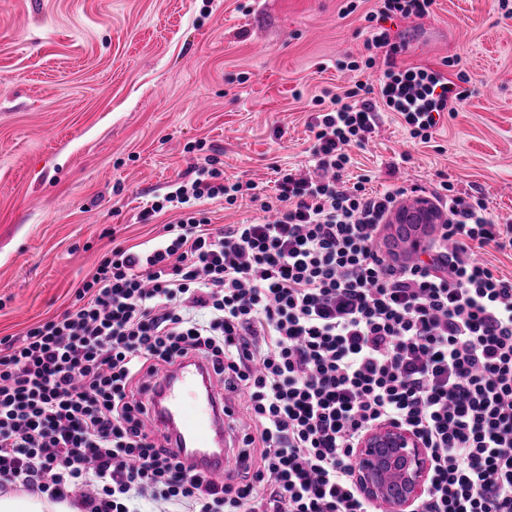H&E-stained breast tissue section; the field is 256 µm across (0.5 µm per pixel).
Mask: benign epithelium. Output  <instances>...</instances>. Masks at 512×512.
I'll list each match as a JSON object with an SVG mask.
<instances>
[{
    "instance_id": "obj_1",
    "label": "benign epithelium",
    "mask_w": 512,
    "mask_h": 512,
    "mask_svg": "<svg viewBox=\"0 0 512 512\" xmlns=\"http://www.w3.org/2000/svg\"><path fill=\"white\" fill-rule=\"evenodd\" d=\"M433 222L425 207L413 214L406 207L397 210L396 239L415 245L410 234L421 227L420 220ZM357 477L363 492L372 499L386 500L388 512H409L426 488L430 461L418 439L409 431L385 424L366 433L356 451Z\"/></svg>"
}]
</instances>
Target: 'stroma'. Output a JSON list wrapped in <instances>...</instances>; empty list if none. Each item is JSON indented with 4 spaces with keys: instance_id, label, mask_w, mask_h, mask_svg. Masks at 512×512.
I'll return each mask as SVG.
<instances>
[{
    "instance_id": "stroma-1",
    "label": "stroma",
    "mask_w": 512,
    "mask_h": 512,
    "mask_svg": "<svg viewBox=\"0 0 512 512\" xmlns=\"http://www.w3.org/2000/svg\"><path fill=\"white\" fill-rule=\"evenodd\" d=\"M0 0V338L61 315L113 244L156 237L139 213L216 155L229 181L273 192L306 168L323 90L358 73L382 0ZM400 66L457 62L469 97L429 142L380 112L351 145L369 190L451 183L512 225V0H435Z\"/></svg>"
}]
</instances>
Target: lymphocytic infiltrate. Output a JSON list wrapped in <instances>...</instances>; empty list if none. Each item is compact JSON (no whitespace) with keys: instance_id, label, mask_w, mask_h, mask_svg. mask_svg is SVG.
Returning a JSON list of instances; mask_svg holds the SVG:
<instances>
[{"instance_id":"f902f5d3","label":"lymphocytic infiltrate","mask_w":512,"mask_h":512,"mask_svg":"<svg viewBox=\"0 0 512 512\" xmlns=\"http://www.w3.org/2000/svg\"><path fill=\"white\" fill-rule=\"evenodd\" d=\"M432 3L367 14L371 38L346 67L380 57L381 76L331 94L309 124L313 173L277 169L275 197L250 196L259 217L211 229L204 205L235 204L243 185L205 156L142 210L174 213L161 235L113 246L72 309L0 339V492L79 512L146 497L175 512H374L356 449L390 423L430 459L413 512H512V277L475 257L504 248V227L449 186L434 196L439 236L399 258L377 237L407 188L342 179L378 103L427 142L466 100V73L401 69L408 40L381 25ZM190 356L244 398L243 465L221 486L146 425L151 379Z\"/></svg>"}]
</instances>
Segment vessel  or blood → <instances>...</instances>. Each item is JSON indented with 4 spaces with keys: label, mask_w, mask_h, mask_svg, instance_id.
<instances>
[{
    "label": "vessel or blood",
    "mask_w": 512,
    "mask_h": 512,
    "mask_svg": "<svg viewBox=\"0 0 512 512\" xmlns=\"http://www.w3.org/2000/svg\"><path fill=\"white\" fill-rule=\"evenodd\" d=\"M148 428L167 427L174 447L196 470L221 482L238 461L225 448V418L204 361L189 357L158 378V395Z\"/></svg>",
    "instance_id": "vessel-or-blood-1"
}]
</instances>
